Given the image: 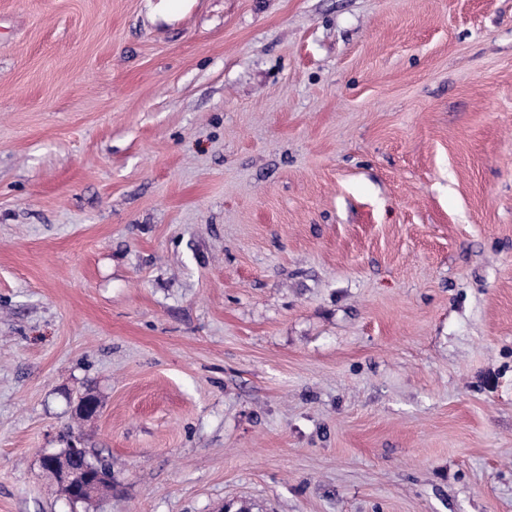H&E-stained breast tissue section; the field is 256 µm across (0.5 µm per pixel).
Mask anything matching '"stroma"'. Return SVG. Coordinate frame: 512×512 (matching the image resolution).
Here are the masks:
<instances>
[{
	"label": "stroma",
	"mask_w": 512,
	"mask_h": 512,
	"mask_svg": "<svg viewBox=\"0 0 512 512\" xmlns=\"http://www.w3.org/2000/svg\"><path fill=\"white\" fill-rule=\"evenodd\" d=\"M231 503L512 512V0H0V512ZM43 459L56 473L60 483L73 493V495L70 494L69 499L73 504L80 500L79 495L100 496L111 490L102 470L97 469L85 457L75 463L65 454L55 452L45 453L41 461Z\"/></svg>",
	"instance_id": "1"
}]
</instances>
